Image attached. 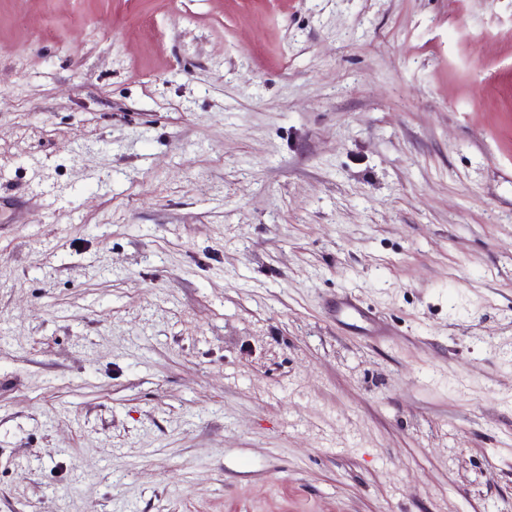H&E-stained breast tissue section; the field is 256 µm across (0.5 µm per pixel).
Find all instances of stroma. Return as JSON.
<instances>
[{"instance_id":"35a3bbf8","label":"stroma","mask_w":512,"mask_h":512,"mask_svg":"<svg viewBox=\"0 0 512 512\" xmlns=\"http://www.w3.org/2000/svg\"><path fill=\"white\" fill-rule=\"evenodd\" d=\"M0 512H512V0H0Z\"/></svg>"}]
</instances>
